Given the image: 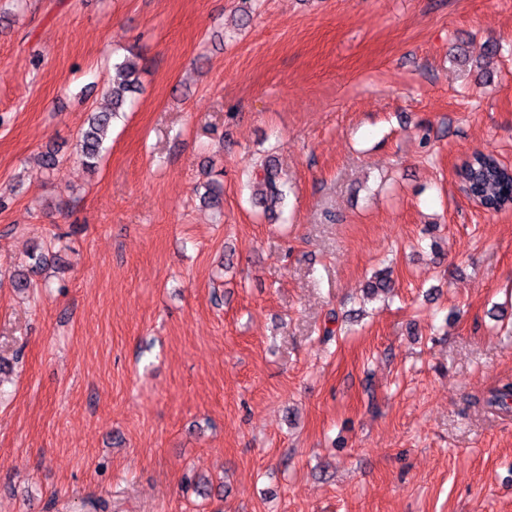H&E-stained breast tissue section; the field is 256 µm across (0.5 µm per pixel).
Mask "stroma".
Returning a JSON list of instances; mask_svg holds the SVG:
<instances>
[{
  "instance_id": "obj_1",
  "label": "stroma",
  "mask_w": 512,
  "mask_h": 512,
  "mask_svg": "<svg viewBox=\"0 0 512 512\" xmlns=\"http://www.w3.org/2000/svg\"><path fill=\"white\" fill-rule=\"evenodd\" d=\"M237 3L0 0V270L35 245L54 270L0 282V512H512V413L482 403L512 379V210L455 175L512 166V0H252L236 32ZM386 260L393 301L360 306ZM141 68L135 57H125L112 64V76L104 95L110 107L91 112L87 129L78 136L75 146V158L88 168H96L106 151L105 141L112 122L125 114V107L132 106L133 94L140 87ZM456 176L486 211L512 208V167L493 152L477 150L456 167ZM254 179L258 187L255 204L262 207L265 212L273 211V207L280 204L286 194L285 183L277 167L271 160L265 161L259 166Z\"/></svg>"
}]
</instances>
